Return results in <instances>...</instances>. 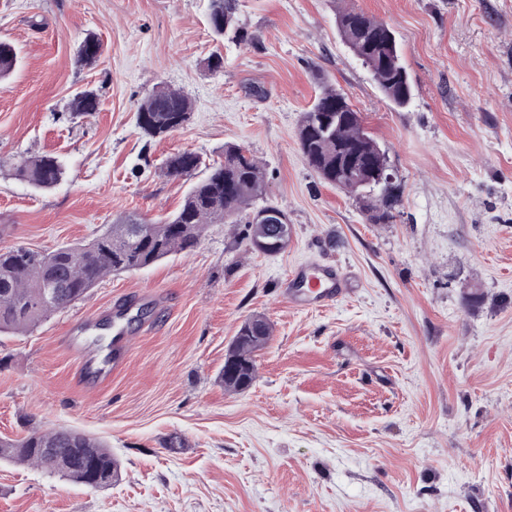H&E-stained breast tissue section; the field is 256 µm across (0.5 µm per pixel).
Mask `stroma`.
<instances>
[{
  "label": "stroma",
  "instance_id": "obj_1",
  "mask_svg": "<svg viewBox=\"0 0 512 512\" xmlns=\"http://www.w3.org/2000/svg\"><path fill=\"white\" fill-rule=\"evenodd\" d=\"M344 8L395 31L409 106L342 39ZM238 23L245 41L215 36L208 0H0V40L19 56L0 80V248L51 251L173 213L190 184L164 175L166 158L218 160L229 143L260 162L293 230L268 256L244 224L209 225L192 250L1 334L0 438L82 430L111 446L120 478L94 489L0 461V512H512V0H240ZM91 32L101 54L84 68ZM327 83L387 151L393 223H369L301 155L297 125ZM161 85L193 115L159 140L136 110ZM84 88L99 110L72 117ZM41 153L66 168L47 191L14 174ZM300 265L351 273L350 292L294 308ZM150 286L123 368L82 386L69 325ZM254 314L273 333L253 385L231 393L224 356Z\"/></svg>",
  "mask_w": 512,
  "mask_h": 512
}]
</instances>
